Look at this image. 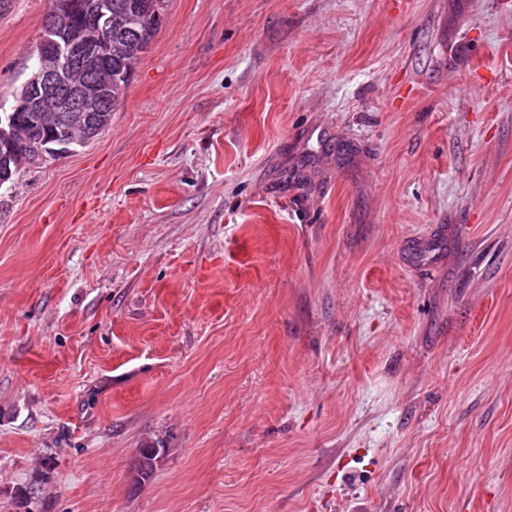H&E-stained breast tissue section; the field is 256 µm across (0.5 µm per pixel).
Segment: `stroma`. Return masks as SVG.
Instances as JSON below:
<instances>
[{"instance_id":"stroma-1","label":"stroma","mask_w":512,"mask_h":512,"mask_svg":"<svg viewBox=\"0 0 512 512\" xmlns=\"http://www.w3.org/2000/svg\"><path fill=\"white\" fill-rule=\"evenodd\" d=\"M0 512H512V0H166L0 186ZM164 451L165 448H157V446L151 442H145L141 445V448L137 449L132 467L138 481L145 482L151 478Z\"/></svg>"}]
</instances>
